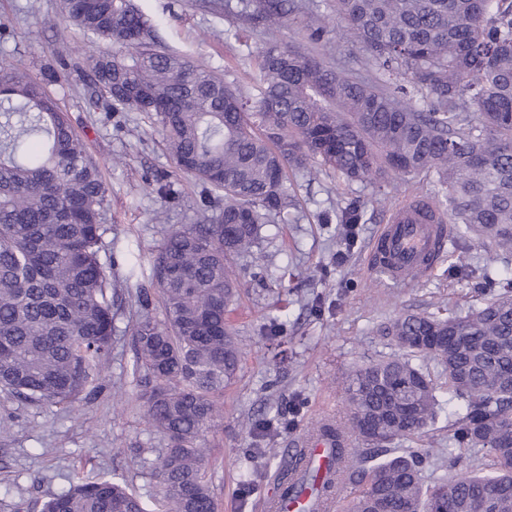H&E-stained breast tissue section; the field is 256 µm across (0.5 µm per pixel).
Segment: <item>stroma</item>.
I'll return each instance as SVG.
<instances>
[{
	"instance_id": "1",
	"label": "stroma",
	"mask_w": 512,
	"mask_h": 512,
	"mask_svg": "<svg viewBox=\"0 0 512 512\" xmlns=\"http://www.w3.org/2000/svg\"><path fill=\"white\" fill-rule=\"evenodd\" d=\"M161 43L251 92L247 77L271 42L305 43L297 0L285 25L228 16L225 0H135ZM0 60L44 84L102 169L106 189L103 261L112 274L115 337L101 389L70 408L35 404L0 392V512H40L71 483L122 477L141 496L154 486L130 461L152 458L167 440L149 430L135 384L128 325L139 284L149 283L155 250L172 230L196 223L212 191L177 171L163 134L141 112L90 107L94 57L112 43L70 26L59 0H0ZM67 67H60L59 58ZM434 176L350 183L323 172L292 176L295 204L268 225L261 260L239 258L238 295L230 320L242 347L237 374L222 395L224 418L206 435L208 480L218 512H264L299 439L324 416L345 422L341 383L355 366L391 356L383 325L403 313L447 316L480 304L484 251L479 240L451 243L425 280L388 284L373 271L370 247L391 210L407 198H436ZM364 204L354 240H345L336 210ZM348 251L337 262L338 250Z\"/></svg>"
}]
</instances>
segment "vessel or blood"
Here are the masks:
<instances>
[{
    "label": "vessel or blood",
    "instance_id": "vessel-or-blood-1",
    "mask_svg": "<svg viewBox=\"0 0 512 512\" xmlns=\"http://www.w3.org/2000/svg\"><path fill=\"white\" fill-rule=\"evenodd\" d=\"M448 242L446 217L428 197L398 204L372 246L375 269L396 284L419 281L433 270Z\"/></svg>",
    "mask_w": 512,
    "mask_h": 512
}]
</instances>
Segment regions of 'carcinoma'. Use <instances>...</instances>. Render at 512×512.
Here are the masks:
<instances>
[{
    "label": "carcinoma",
    "mask_w": 512,
    "mask_h": 512,
    "mask_svg": "<svg viewBox=\"0 0 512 512\" xmlns=\"http://www.w3.org/2000/svg\"><path fill=\"white\" fill-rule=\"evenodd\" d=\"M241 14L281 25L289 0H240ZM373 70L368 78L280 43L259 52L244 95L187 56L159 47L132 0H61L85 34L119 46L93 60L88 102L145 112L162 127L176 168L222 192L200 219L172 232L140 287L128 332L146 421L167 448L138 466L158 499L151 511L121 478L78 481L42 512H217L206 480L205 437L223 419L219 397L241 350L229 320L239 274L231 259L252 253L273 216L292 205L289 170L319 165L349 182L438 175L456 234L512 251V0H335ZM422 97L424 106L413 105ZM105 186L41 83L0 63V392L72 406L102 386L115 332L112 283L101 260ZM362 207L337 212L359 224ZM507 274L485 264L491 288L477 307L448 317L407 314L386 335L401 354L346 380L350 427L331 431L338 481L368 475L351 512H512V293L492 291ZM156 288L164 319L151 310ZM434 355L448 392L464 401L458 447L491 453L495 470L442 475L426 486L430 457L396 444L433 425L437 385L412 357ZM387 445L368 471L348 433ZM302 486L327 495L313 469Z\"/></svg>",
    "instance_id": "1"
}]
</instances>
